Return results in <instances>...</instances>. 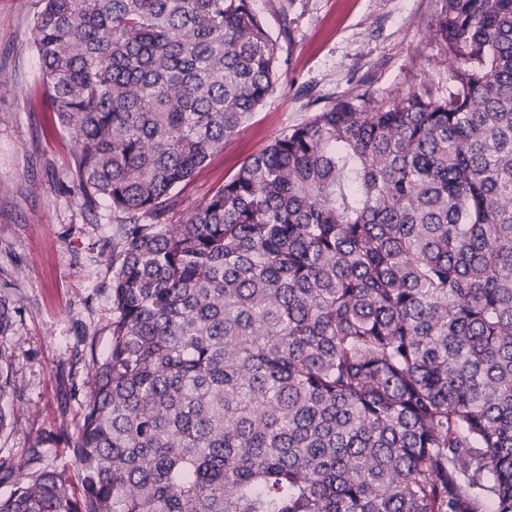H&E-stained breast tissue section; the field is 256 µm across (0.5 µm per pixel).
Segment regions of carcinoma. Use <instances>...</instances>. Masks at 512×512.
Listing matches in <instances>:
<instances>
[{"label":"carcinoma","mask_w":512,"mask_h":512,"mask_svg":"<svg viewBox=\"0 0 512 512\" xmlns=\"http://www.w3.org/2000/svg\"><path fill=\"white\" fill-rule=\"evenodd\" d=\"M43 2L76 189L133 223L82 492L23 466L0 512H512V0H441L448 88L338 100L181 224L279 80L252 0Z\"/></svg>","instance_id":"cac0c4a2"}]
</instances>
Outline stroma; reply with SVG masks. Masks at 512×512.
Listing matches in <instances>:
<instances>
[{"instance_id": "35a3bbf8", "label": "stroma", "mask_w": 512, "mask_h": 512, "mask_svg": "<svg viewBox=\"0 0 512 512\" xmlns=\"http://www.w3.org/2000/svg\"><path fill=\"white\" fill-rule=\"evenodd\" d=\"M278 43L275 90L172 197L171 223L223 186L253 155L338 99L367 89L385 101L420 83L444 88L435 34L439 0H253ZM42 0H0V294L18 310L0 344L16 391L0 401V470L30 449L38 469L80 492L67 439L84 413L93 359L111 343L112 248L128 221L108 202L88 209L73 187L75 147L47 110L31 36Z\"/></svg>"}]
</instances>
